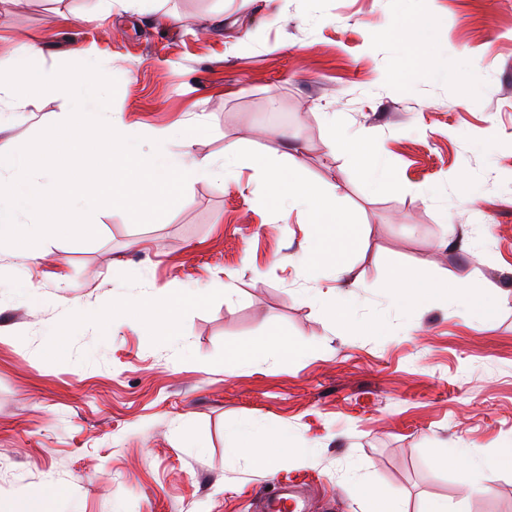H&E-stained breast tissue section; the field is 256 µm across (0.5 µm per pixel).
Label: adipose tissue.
<instances>
[{
    "instance_id": "1",
    "label": "adipose tissue",
    "mask_w": 512,
    "mask_h": 512,
    "mask_svg": "<svg viewBox=\"0 0 512 512\" xmlns=\"http://www.w3.org/2000/svg\"><path fill=\"white\" fill-rule=\"evenodd\" d=\"M342 139L348 144L359 146L357 159L367 167L373 183L379 187L386 185L388 172L383 152L371 141L368 133L362 129L346 128L342 131ZM255 189L266 196L287 197L289 210L297 211L306 223L311 224L310 243L297 261L308 279L314 282L313 288L306 290L304 299L331 316L346 317L347 294L337 286L326 291L315 286L316 280L323 277L326 266H334L336 278L340 279L349 274L350 269L343 263L342 258L359 234L357 225L351 224L348 216L336 207L337 184L330 183L320 187L307 182L298 173L296 166L284 167L271 163L256 179ZM389 288L392 300L405 306L417 305L427 299L444 300L448 297L446 282L426 281L406 272L394 274ZM199 300L198 294L177 288L170 290L165 298H153L140 304H125L118 307L117 312L132 316L151 335L173 340L180 334L179 309ZM236 436V444L231 449L232 455L248 457L257 465L274 457L286 462L301 457L299 449L292 447L284 439L273 445L268 438L245 427L238 429Z\"/></svg>"
}]
</instances>
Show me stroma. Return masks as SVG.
Returning a JSON list of instances; mask_svg holds the SVG:
<instances>
[{
  "label": "stroma",
  "mask_w": 512,
  "mask_h": 512,
  "mask_svg": "<svg viewBox=\"0 0 512 512\" xmlns=\"http://www.w3.org/2000/svg\"><path fill=\"white\" fill-rule=\"evenodd\" d=\"M421 19L434 39L418 52L400 31ZM24 43L51 69L93 47L140 136L201 118L195 157L223 163L236 142L339 184L360 237L345 324L303 301L284 259L309 227L253 193L250 161L150 223L99 209L96 238L45 239L28 267L0 250V512H264L291 485L305 512H364L362 482L384 512H512V469L488 483L478 467L512 443V0H160L153 14L16 0L0 7V66ZM70 110L47 95L0 113V155ZM327 112L384 149L392 187L330 153ZM401 271L447 281V301L389 305ZM463 275L490 318L457 298ZM170 288L208 291L180 310V343L84 317ZM272 331L307 354L225 362ZM238 424L276 427L303 461L229 455ZM449 449L473 468L443 467Z\"/></svg>",
  "instance_id": "obj_1"
}]
</instances>
